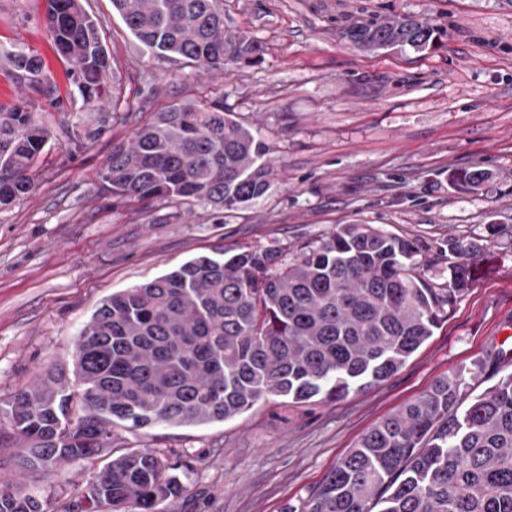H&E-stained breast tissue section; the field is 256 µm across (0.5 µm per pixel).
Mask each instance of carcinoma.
I'll return each mask as SVG.
<instances>
[{"label": "carcinoma", "mask_w": 512, "mask_h": 512, "mask_svg": "<svg viewBox=\"0 0 512 512\" xmlns=\"http://www.w3.org/2000/svg\"><path fill=\"white\" fill-rule=\"evenodd\" d=\"M54 52L82 102L111 96L100 21L81 0H44ZM151 54L212 71L251 65L262 47L224 27V0H112ZM439 31L412 15L346 29L356 47L424 52ZM17 83L51 94L43 58L0 45ZM48 140L22 99L0 110V206L33 188ZM268 144L214 100L163 106L131 141L112 147L98 177L112 196L235 210L262 197L273 170ZM489 178L462 169L466 190ZM415 241L372 224H338L301 246L224 248L102 300L82 327L71 364L9 403L20 468L48 475L89 461L114 425L139 430L223 422L259 401L346 397L396 373L438 329L473 278L466 246L448 242L450 278L418 272ZM464 375L436 380L359 440L301 510L282 512H512V374L460 409ZM155 448H132L94 472L68 512H172L187 488ZM0 512H44L14 481L0 482Z\"/></svg>", "instance_id": "cac0c4a2"}]
</instances>
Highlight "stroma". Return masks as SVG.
<instances>
[{
	"label": "stroma",
	"mask_w": 512,
	"mask_h": 512,
	"mask_svg": "<svg viewBox=\"0 0 512 512\" xmlns=\"http://www.w3.org/2000/svg\"><path fill=\"white\" fill-rule=\"evenodd\" d=\"M114 60L117 104L83 105L50 50L44 0H0V45L40 53L56 94H27L0 58V106L29 97L51 140L29 195L0 207V479H22L47 512H63L91 478L87 462L56 476L23 472L4 409L37 378L70 364L83 325L109 295L200 254L237 245L313 243L339 224L413 239L434 287L448 281V241L470 249L475 276L447 320L390 378L347 397L272 396L225 422L136 432L112 448L188 455L177 512H281L311 492L381 419L467 370L463 404L512 373V0H224V25L261 44L260 61L200 71L149 54L112 0H85ZM421 15L442 33L417 53L362 51L347 27ZM223 97L258 131L274 169L264 196L223 212L157 201L144 209L104 192L114 143L179 99ZM84 141L75 150V141ZM489 178L460 192L449 177Z\"/></svg>",
	"instance_id": "35a3bbf8"
}]
</instances>
